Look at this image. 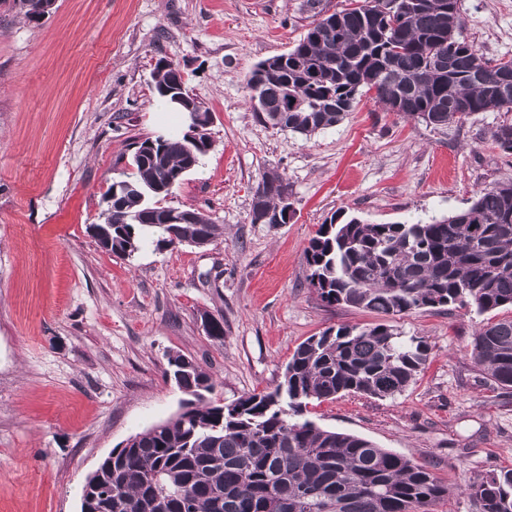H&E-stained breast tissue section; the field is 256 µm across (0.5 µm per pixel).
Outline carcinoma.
Returning <instances> with one entry per match:
<instances>
[{
  "label": "carcinoma",
  "mask_w": 512,
  "mask_h": 512,
  "mask_svg": "<svg viewBox=\"0 0 512 512\" xmlns=\"http://www.w3.org/2000/svg\"><path fill=\"white\" fill-rule=\"evenodd\" d=\"M316 17L288 52L258 62L247 82L255 119L310 137L339 123L374 92L387 110L434 128L478 112L512 111L499 96L512 58L492 65L463 36L461 0H373ZM157 97L193 98L178 68L158 70ZM512 154V124L491 133ZM209 135L146 139L132 173L115 181L108 223L92 224L99 246L130 257L148 239L157 248L209 245L223 227L196 208L191 222L169 224L161 201L210 150ZM288 181L266 172L253 195L251 221L293 216ZM307 281L328 306L386 315L472 306L479 314L512 308V179L487 187L465 209L428 221L365 224L356 217L320 225L305 250ZM430 354L419 336L392 326L340 325L300 343L282 380L228 404L207 399L213 377L180 353L166 376L185 395L171 418L130 436L101 461L97 501L87 487L80 512H431L453 490L428 466L304 417L311 401L344 394L393 398L415 382ZM470 356L502 389L512 388V318L473 336ZM475 512H512V468L493 469L467 488Z\"/></svg>",
  "instance_id": "obj_1"
}]
</instances>
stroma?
<instances>
[{
	"label": "stroma",
	"instance_id": "stroma-1",
	"mask_svg": "<svg viewBox=\"0 0 512 512\" xmlns=\"http://www.w3.org/2000/svg\"><path fill=\"white\" fill-rule=\"evenodd\" d=\"M462 7L479 54L512 57V0ZM311 22L303 0H58L38 21L0 0V512H79L84 480L110 450L178 411L169 354L202 366L218 383L213 400L228 403L273 388L302 341L341 324L423 337L429 360L401 395L314 401L309 420L431 465L455 491L436 512H472L465 488L512 467V389L469 356L486 316L328 306L304 258L332 216L441 218L512 179V155L491 138L512 112L436 129L368 93L311 137L264 127L249 73ZM162 57L213 116L210 150L165 203L202 209L224 234L119 257L89 232L105 191L130 173L136 142L184 128L152 110ZM272 170L294 215L252 223L254 190ZM207 315L223 321V342L207 336Z\"/></svg>",
	"mask_w": 512,
	"mask_h": 512
}]
</instances>
